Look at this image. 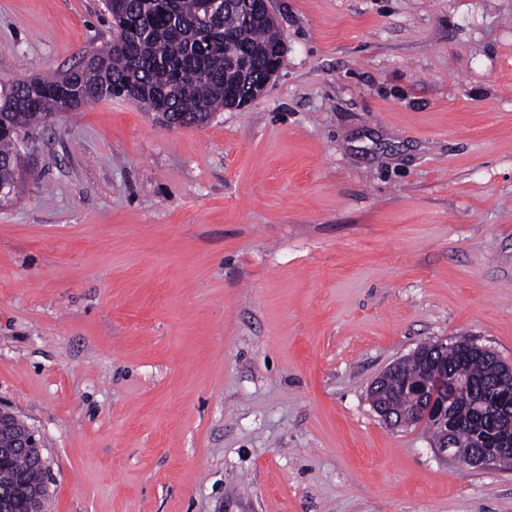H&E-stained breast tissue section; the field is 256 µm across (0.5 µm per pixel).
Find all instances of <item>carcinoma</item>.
Here are the masks:
<instances>
[{"label": "carcinoma", "mask_w": 512, "mask_h": 512, "mask_svg": "<svg viewBox=\"0 0 512 512\" xmlns=\"http://www.w3.org/2000/svg\"><path fill=\"white\" fill-rule=\"evenodd\" d=\"M229 2L231 9L226 15L208 20L203 0H170L162 10L153 0H125L131 24L119 33L118 40L127 41L128 46L111 50L104 79L93 90L78 76L61 95L43 94L42 90L57 87L56 73L6 81L12 94L11 102L0 108V123L4 127L0 133V175L13 180V194L21 191L20 182L13 179L21 136L46 123L73 97L80 106L121 98L126 81L132 78L147 92L163 97L174 116L189 123L197 113H214L225 108L228 99L247 92V83L254 84L266 74L267 48L280 42L282 35L277 25L259 15L241 20L236 8L240 0ZM205 33L220 42L228 41L231 58L226 60L224 53L219 52L198 62L195 45ZM456 345V350L448 356L443 355L440 344L418 347L401 360L381 400L392 408L395 417L411 416L418 406L411 383L426 379L435 400L442 402L448 398L453 408L448 431L426 424L432 442L440 446L449 435L456 451L464 454L473 448L493 445L496 437L512 438L506 424L493 436L485 427L492 411L512 408V398L492 391L501 363L487 357L471 339L463 337ZM445 363L457 380L452 388L428 376L430 366ZM17 472L26 474L33 485L46 482L45 467L36 465L24 454H16L0 466V492L13 486Z\"/></svg>", "instance_id": "cac0c4a2"}]
</instances>
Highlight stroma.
Wrapping results in <instances>:
<instances>
[{
  "label": "stroma",
  "mask_w": 512,
  "mask_h": 512,
  "mask_svg": "<svg viewBox=\"0 0 512 512\" xmlns=\"http://www.w3.org/2000/svg\"><path fill=\"white\" fill-rule=\"evenodd\" d=\"M266 93L171 130L57 113L0 203V407L49 512H512V468L388 426L372 382L466 336L512 365V0H272ZM102 0H0V78Z\"/></svg>",
  "instance_id": "1"
}]
</instances>
